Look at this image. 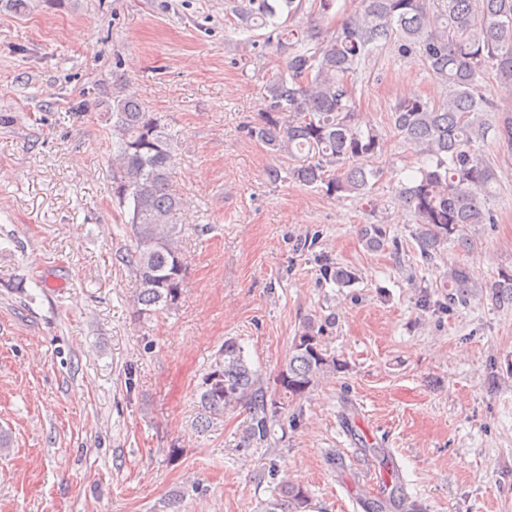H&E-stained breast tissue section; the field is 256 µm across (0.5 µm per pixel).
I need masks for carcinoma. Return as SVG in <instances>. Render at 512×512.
Segmentation results:
<instances>
[{"label": "carcinoma", "instance_id": "obj_1", "mask_svg": "<svg viewBox=\"0 0 512 512\" xmlns=\"http://www.w3.org/2000/svg\"><path fill=\"white\" fill-rule=\"evenodd\" d=\"M306 11L319 16L317 26L294 24ZM231 13L251 29L272 27L284 68L263 87L253 134L288 160L294 180L324 185L330 195L359 197L379 179L363 161L383 150L384 141L375 129H361L355 87L360 68L392 46L420 59L445 90L438 103L411 96L393 107L394 130L421 158L417 176L400 190L419 224L420 254L430 258L447 242L467 248V227L496 223L489 208L496 170L480 147L491 134L503 158L512 157V107L496 104L486 88L493 76L500 99H512V0H360L350 13L338 0H247ZM282 15L292 24L277 23ZM104 117L112 128V199L128 210L126 262L136 282L135 313H168L178 307L186 273L176 246L182 228L172 223L181 204L169 176L174 135L133 98L113 97ZM448 281V304L470 299L474 284L466 267L453 268ZM491 288L497 301L512 304V269L500 270ZM340 368L307 328L294 337L277 386L301 399ZM198 407L205 426L248 409L247 447L268 441L280 409L232 339L203 376ZM308 501L307 489L287 479L261 512H305Z\"/></svg>", "mask_w": 512, "mask_h": 512}]
</instances>
